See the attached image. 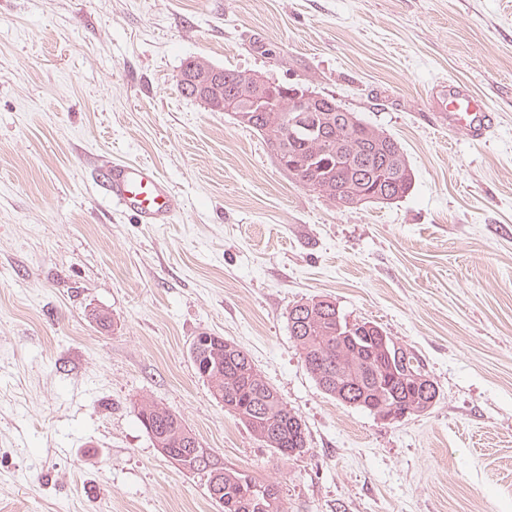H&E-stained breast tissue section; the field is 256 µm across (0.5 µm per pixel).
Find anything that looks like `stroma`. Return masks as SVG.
I'll return each instance as SVG.
<instances>
[{"label":"stroma","mask_w":512,"mask_h":512,"mask_svg":"<svg viewBox=\"0 0 512 512\" xmlns=\"http://www.w3.org/2000/svg\"><path fill=\"white\" fill-rule=\"evenodd\" d=\"M195 58L334 97L400 141L412 190L337 210L181 93ZM458 79L496 116L483 142L435 118ZM111 158L167 180L172 223L113 206ZM313 296L415 350L431 410L385 423L326 395L288 327ZM203 332L249 353L305 454L214 399ZM144 400L285 512H512V0H0V512H220Z\"/></svg>","instance_id":"stroma-1"}]
</instances>
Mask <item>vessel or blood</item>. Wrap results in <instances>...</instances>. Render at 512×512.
I'll return each mask as SVG.
<instances>
[{
    "label": "vessel or blood",
    "mask_w": 512,
    "mask_h": 512,
    "mask_svg": "<svg viewBox=\"0 0 512 512\" xmlns=\"http://www.w3.org/2000/svg\"><path fill=\"white\" fill-rule=\"evenodd\" d=\"M439 117L474 140L482 139L495 123L478 94L462 82L451 85L443 96ZM97 178L113 205L139 223L168 224L178 211L175 194L150 165L111 160L100 165Z\"/></svg>",
    "instance_id": "obj_1"
}]
</instances>
